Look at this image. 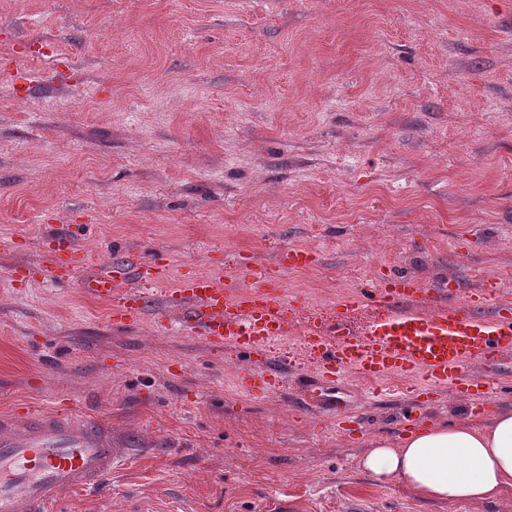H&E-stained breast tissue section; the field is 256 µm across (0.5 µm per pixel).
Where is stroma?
<instances>
[{
  "mask_svg": "<svg viewBox=\"0 0 512 512\" xmlns=\"http://www.w3.org/2000/svg\"><path fill=\"white\" fill-rule=\"evenodd\" d=\"M47 236L79 275L164 252L176 272L271 265L335 324L397 268L435 294L512 289V0H0V410L63 396L135 437L112 512H512L421 500L357 467L406 403L349 375L355 437L289 394L242 395L254 358L43 281ZM34 266L10 284L9 270Z\"/></svg>",
  "mask_w": 512,
  "mask_h": 512,
  "instance_id": "stroma-1",
  "label": "stroma"
}]
</instances>
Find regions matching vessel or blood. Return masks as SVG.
<instances>
[{
    "mask_svg": "<svg viewBox=\"0 0 512 512\" xmlns=\"http://www.w3.org/2000/svg\"><path fill=\"white\" fill-rule=\"evenodd\" d=\"M316 259L310 249L289 248L247 287L228 288L222 271L216 270L181 277L160 298L177 307V322L185 332L216 349L231 345L259 356L257 369L241 376L237 387L248 398L262 399L287 385L268 350L287 338L288 313L302 303L300 295L286 294L282 275ZM78 265L76 250L62 241L49 251L43 272L63 285L77 283L86 297L107 302V321L116 329L146 313L159 298L152 286L170 274L163 254L146 263L120 255L107 274L80 280L74 277ZM361 305L370 311L362 333L340 328L332 335L314 329L299 335L313 366L299 385L306 406L335 409L328 390L354 372L372 382V399L381 396L376 382L399 375L411 382V406L433 402L448 388L459 400L485 409L493 383L484 375H467L466 369L496 367L512 354V291L486 284L451 304L444 298H425L409 276L390 274L370 295L341 303L346 311ZM481 306L492 307V315L478 314ZM129 445V437L113 435L111 428L62 404L46 412L24 406L1 415L0 512H51L65 492L99 489L106 476L127 463Z\"/></svg>",
    "mask_w": 512,
    "mask_h": 512,
    "instance_id": "obj_1",
    "label": "vessel or blood"
}]
</instances>
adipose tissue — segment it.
<instances>
[{
  "mask_svg": "<svg viewBox=\"0 0 512 512\" xmlns=\"http://www.w3.org/2000/svg\"><path fill=\"white\" fill-rule=\"evenodd\" d=\"M360 468L380 482H396L423 500L488 503L512 492V407L482 423L462 418L427 424L396 445L373 440Z\"/></svg>",
  "mask_w": 512,
  "mask_h": 512,
  "instance_id": "ef3b65f1",
  "label": "adipose tissue"
}]
</instances>
